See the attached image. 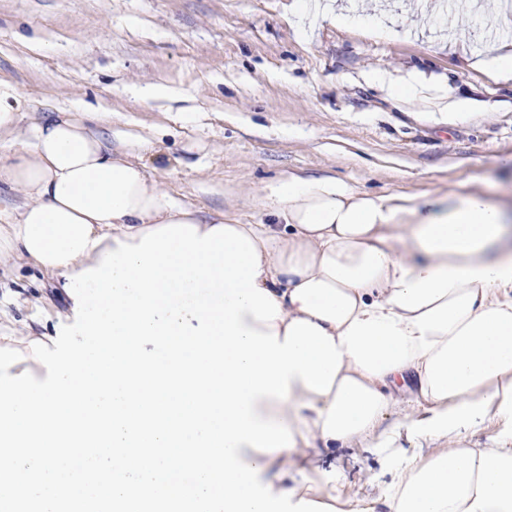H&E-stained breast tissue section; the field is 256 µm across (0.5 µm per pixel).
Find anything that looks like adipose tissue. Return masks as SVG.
Segmentation results:
<instances>
[{"label":"adipose tissue","mask_w":512,"mask_h":512,"mask_svg":"<svg viewBox=\"0 0 512 512\" xmlns=\"http://www.w3.org/2000/svg\"><path fill=\"white\" fill-rule=\"evenodd\" d=\"M16 89L0 82V193L24 202L0 224V266H28L64 286L98 266L118 242L139 243L166 223L213 227L176 200L142 163V136L113 150L90 129L89 113H60L19 134ZM268 224H244L261 261L257 287L282 309L246 326L285 335L306 319L333 335L342 366L329 393L292 379L289 397L257 400L262 417L289 425L293 448L264 453L241 445L273 494L294 490L347 512L335 471L289 479L308 448L388 451L399 432L427 453L393 461V477L371 501L375 512H512V205L474 187L422 200L374 194L336 178L290 174L263 190ZM0 332L22 350L8 372L46 375L29 342L52 335Z\"/></svg>","instance_id":"obj_1"}]
</instances>
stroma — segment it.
<instances>
[{"label":"stroma","mask_w":512,"mask_h":512,"mask_svg":"<svg viewBox=\"0 0 512 512\" xmlns=\"http://www.w3.org/2000/svg\"><path fill=\"white\" fill-rule=\"evenodd\" d=\"M291 0H0V82L20 103V132L52 112L96 113L93 130L152 138L142 161L176 199L238 224L266 217L258 199L282 175L330 176L363 190L416 198L475 184L512 198V81L479 63L512 46L502 0H456L453 28L432 0H336L378 15V35L318 20L299 32ZM383 81H376V74ZM180 89L145 101L136 89ZM406 85L397 101L389 88ZM468 97L477 116L437 125L432 112ZM61 310L50 281L0 271V309L30 324L32 296ZM298 468L344 476V498L390 482L371 448H310Z\"/></svg>","instance_id":"1"}]
</instances>
